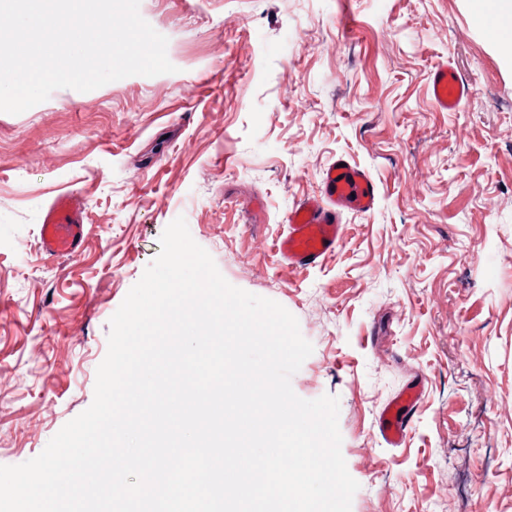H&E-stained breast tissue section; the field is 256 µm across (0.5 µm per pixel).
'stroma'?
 Segmentation results:
<instances>
[{
  "mask_svg": "<svg viewBox=\"0 0 512 512\" xmlns=\"http://www.w3.org/2000/svg\"><path fill=\"white\" fill-rule=\"evenodd\" d=\"M172 74L0 112V465L94 398L109 320L184 217L232 285L313 345L291 378L340 402L351 512H512V66L469 0H140ZM471 78L439 111L430 75ZM379 197L334 253L288 265L286 216L336 157ZM80 197L74 256L40 216ZM422 394L400 446L377 419Z\"/></svg>",
  "mask_w": 512,
  "mask_h": 512,
  "instance_id": "1",
  "label": "stroma"
}]
</instances>
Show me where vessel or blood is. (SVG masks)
<instances>
[{"instance_id": "obj_1", "label": "vessel or blood", "mask_w": 512, "mask_h": 512, "mask_svg": "<svg viewBox=\"0 0 512 512\" xmlns=\"http://www.w3.org/2000/svg\"><path fill=\"white\" fill-rule=\"evenodd\" d=\"M470 87L462 72L444 64L432 76V99L439 110L452 112L469 95ZM377 199V184L366 169L331 163L322 173L318 194L304 197L290 210L287 233L278 245L281 256L298 266L321 262L341 242L344 212L371 211ZM83 241L79 200L69 193L57 196L42 215L43 251L53 258L68 257L81 249ZM419 394L418 387L407 388L380 413L378 428L389 443H400Z\"/></svg>"}]
</instances>
